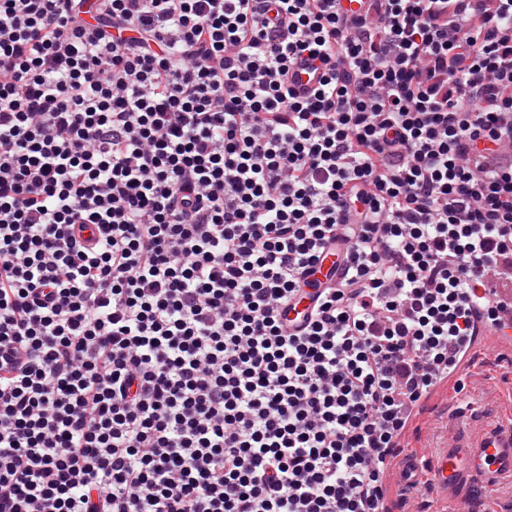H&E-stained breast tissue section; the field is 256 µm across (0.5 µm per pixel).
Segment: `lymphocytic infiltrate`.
<instances>
[{
  "label": "lymphocytic infiltrate",
  "instance_id": "obj_1",
  "mask_svg": "<svg viewBox=\"0 0 512 512\" xmlns=\"http://www.w3.org/2000/svg\"><path fill=\"white\" fill-rule=\"evenodd\" d=\"M337 2L0 0V512H379L507 309L512 0ZM315 272L309 276V287H305V293L295 299L289 306L284 316V322L288 329L294 330L303 324L306 315L316 303V297L322 288L328 284L335 285L342 277V261L336 257L334 247L327 249L325 258L315 267Z\"/></svg>",
  "mask_w": 512,
  "mask_h": 512
}]
</instances>
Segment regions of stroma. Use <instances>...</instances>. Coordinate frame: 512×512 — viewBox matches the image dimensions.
<instances>
[{"mask_svg":"<svg viewBox=\"0 0 512 512\" xmlns=\"http://www.w3.org/2000/svg\"><path fill=\"white\" fill-rule=\"evenodd\" d=\"M512 416V351L480 347L469 371L455 385H440L429 397L426 414L410 421L401 445L425 456L444 439L449 427L466 428L480 422L491 426Z\"/></svg>","mask_w":512,"mask_h":512,"instance_id":"stroma-1","label":"stroma"}]
</instances>
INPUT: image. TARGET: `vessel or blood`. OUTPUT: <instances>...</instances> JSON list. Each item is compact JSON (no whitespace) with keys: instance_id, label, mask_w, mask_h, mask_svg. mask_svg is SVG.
I'll list each match as a JSON object with an SVG mask.
<instances>
[{"instance_id":"vessel-or-blood-1","label":"vessel or blood","mask_w":512,"mask_h":512,"mask_svg":"<svg viewBox=\"0 0 512 512\" xmlns=\"http://www.w3.org/2000/svg\"><path fill=\"white\" fill-rule=\"evenodd\" d=\"M343 266L335 249H327L310 277V285L288 307L284 322L289 329L303 324L322 288L336 284ZM504 328L475 321L471 347L498 344L512 338V314L503 318ZM392 481L401 486L426 485L443 501L466 506L470 492L479 486L494 487L512 481V421L495 427L478 425L467 430H449L439 448L428 457L405 454L391 471Z\"/></svg>"}]
</instances>
